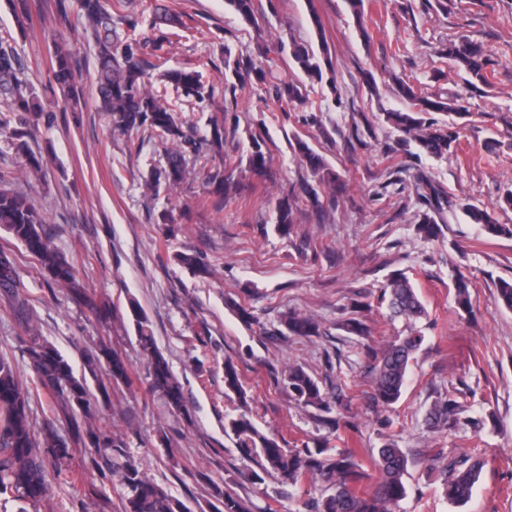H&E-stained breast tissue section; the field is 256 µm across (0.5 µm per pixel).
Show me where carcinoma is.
Masks as SVG:
<instances>
[{"label":"carcinoma","instance_id":"carcinoma-1","mask_svg":"<svg viewBox=\"0 0 512 512\" xmlns=\"http://www.w3.org/2000/svg\"><path fill=\"white\" fill-rule=\"evenodd\" d=\"M346 3L357 20L360 35L369 40L362 0H346ZM78 4L85 30L96 50V82L101 108L123 131L148 138L157 134L171 142L166 165L150 173L145 182L146 191L152 194L162 184L170 187L180 184L185 178L190 154L196 156L205 150L224 153L227 107H216V114L210 116L202 135H188L184 131V121L167 99L152 89L148 78L150 72L163 69L161 77L200 109L213 106L214 86L205 83L197 70L165 68L167 59L161 54L162 44H151L144 38L130 36L136 30L139 18L147 11L151 13L154 27L163 25L188 33H197L199 29L186 23L183 16L173 14L166 6L157 3H142L138 10L133 0H78ZM226 4L244 22L257 24L258 0H226ZM11 41L9 34L0 37V98L6 101V109L0 110V134L9 135L16 153L28 157L29 173L41 177L44 174L42 165L30 156L26 137L28 128L38 125L48 111L27 79V66ZM439 56L455 61L476 81L488 83V61L480 45L461 38L443 46ZM290 57L296 68L312 81H323L324 74L333 69L331 50L324 40L317 51L294 42L290 47ZM50 60L53 83L67 103L75 102L78 97L75 82L77 50L61 38L53 44ZM275 66V60L271 59L267 68L258 67L249 55L242 52L235 55L231 48L224 47V93L235 101L251 92L254 86L264 85L269 99L283 111L304 107L307 94L303 83L276 78ZM393 84L395 93L409 104V108L387 112L385 119L401 135L402 143L414 145L415 152L411 157L419 161L424 157L439 159L454 153L456 134L428 120L427 115L445 112L463 116L468 114L467 109L458 101L441 95L426 96L402 77H393ZM291 148L301 156L318 185L328 187L330 193L323 197L315 186L304 181L277 199L275 230L283 237L294 232V214L299 203H306L320 215L336 209L338 197L347 189L325 158L307 142L297 138ZM270 161L265 137L253 136L247 159L248 170L265 177ZM235 171L236 166L230 160L223 167L206 172L204 179L208 198L204 204H210L215 211L221 212L224 203L242 195L240 182L235 180ZM14 179L15 171L0 169V227L38 260L56 285L69 289L74 300L91 312L100 313L94 294L76 279L73 264L53 246L45 228L44 212L27 196L8 188ZM417 197L422 206L418 232L426 239L440 237L442 224L438 219L444 218V213L452 209L453 202L442 187L423 173L418 177ZM461 209L470 223L478 225L484 233L512 237V226L498 223L487 209L470 203L461 205ZM175 259L199 277L212 273L210 265L196 252H182ZM23 288L25 284L12 254L0 250V299L11 304L18 313L27 307ZM387 290L393 315L409 320L425 316V306L406 273H393L388 278ZM455 290L457 310L469 312V282L464 275L457 277ZM126 318L135 328V340L146 361L149 389L161 395L170 413L183 414L186 405L181 384L157 347L150 322L137 302L129 301ZM280 324L289 336L320 334V324L315 318L295 311L284 314ZM422 343L423 336L411 333L393 337L379 351L366 347L367 356L371 358V383L376 403L391 406L399 401L409 377L410 361ZM25 354L39 387L53 400L55 419L64 422L68 432L61 436L49 425L42 437L35 435L31 393L20 381L14 358L1 352L0 498L14 503L16 512H39L47 495L51 473L60 470L70 459L72 449L83 447L89 449L92 468L118 482L121 512H191L182 500L149 478L140 464L128 455L127 442L121 434L94 425L98 398L93 395L92 386H97L103 397H109L107 386L99 378L103 366H108L113 384L131 385L127 366L111 344L103 341L86 351L79 374L74 372L69 360L34 328L27 330ZM284 382L298 404L323 405L324 394L319 382L304 367L289 368ZM224 392L235 395L242 406H247V391L231 361L224 362ZM462 413L457 400L442 397L433 403L426 421L430 428L440 431L460 424ZM228 428L236 437L241 453L255 460L263 471H274L289 486L297 489L309 485L304 490L311 502L308 512H391V507L398 505L406 496L404 476L408 458L393 440L386 441L372 461V467L379 474L375 491L368 497H360L354 492V487L366 478V472L351 452L332 454L327 448H283L275 437L259 430L244 414L230 419ZM435 462L443 475L446 500L456 506L464 505L479 479L483 463L464 455L438 457ZM210 496L215 500L213 512H251L246 500L225 492L224 486L218 483L211 484Z\"/></svg>","mask_w":512,"mask_h":512}]
</instances>
